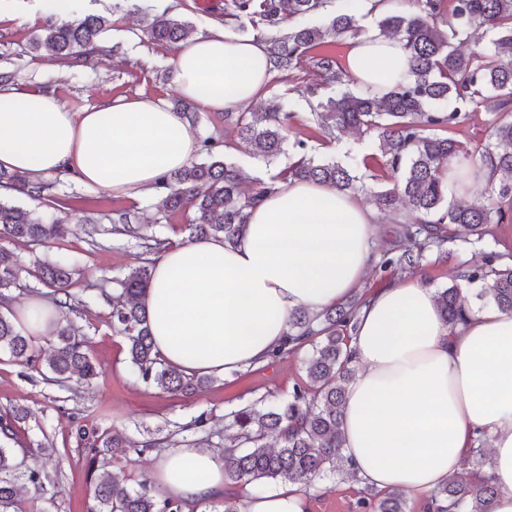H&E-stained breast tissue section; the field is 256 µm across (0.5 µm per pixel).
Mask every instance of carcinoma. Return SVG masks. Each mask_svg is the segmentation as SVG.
I'll return each instance as SVG.
<instances>
[{"label": "carcinoma", "mask_w": 512, "mask_h": 512, "mask_svg": "<svg viewBox=\"0 0 512 512\" xmlns=\"http://www.w3.org/2000/svg\"><path fill=\"white\" fill-rule=\"evenodd\" d=\"M394 0H224L225 16L247 18L260 31L273 68L290 71L301 67L314 49V67L321 85L351 81L338 57L328 46L338 40L354 41L367 34L362 20L377 16L378 33L395 36L409 56L408 71L390 91H344L310 105L319 129L328 135L357 130L378 141L386 157L390 187L373 193L383 212L406 210L408 219L396 232L407 242L404 250L385 258L380 268L399 266L412 273L424 266L426 249L448 253V244L468 243L487 235L490 224L512 222V0H412L413 10H389ZM110 21L86 15L73 22L50 24L30 41L35 52L45 49L70 66L88 60ZM494 32L489 45L478 51H460L455 43L470 30ZM142 36L151 43L178 44L193 32L191 23L167 11L146 15ZM481 105L489 112L493 143L479 156L453 137V130L469 118L465 107ZM295 113L290 100L272 94L261 112H226L224 120L237 129L239 144L271 165L283 153L285 131ZM204 159L192 161L161 178L167 191V214L180 213L187 238L222 239L235 244L247 224L250 209L279 182H317L338 193L365 190L361 178L337 161L317 162L308 145L299 140L288 166L270 181L248 184L247 177L225 151L223 142L201 141ZM475 162L488 171L482 186L486 202H448L444 175L453 165ZM0 187L35 201L44 199L50 185L26 173L0 169ZM109 220L123 225L125 235L164 245V240L143 236L140 218L114 210ZM68 227L38 209L0 201V242L43 246L59 239ZM35 278L55 295H69L75 270L66 257L37 259L29 267L10 249L0 245V297L19 286L23 276ZM152 278V267L143 262L115 281L118 295L112 299V330L124 337L130 373L147 386L163 392L188 394L209 382L207 377L185 374L167 364L155 350L148 316L142 302ZM460 280L481 283L478 297L498 310L512 314V264L489 252L484 263L466 268ZM440 315L449 325L464 322L471 312L468 298L458 284L438 291ZM364 303L360 296L349 302L313 313L294 309L288 318V334L272 357L281 358L312 346L305 363L306 380L296 384L286 400L262 399L224 416L232 433L224 436V479L244 482L256 494L288 481L309 491L324 478L356 479L341 448V427L346 391L354 372L347 345ZM58 343L45 364L53 381L86 383L98 375L86 341L71 322H58L52 330ZM0 353L22 366L34 367L40 358L31 337L21 332L13 318L0 312ZM0 423V512H22L17 498V470L9 442H18L15 422ZM275 439L278 447L269 445ZM486 440L472 449L465 465L468 476L452 477L431 494L426 512H491L498 494L484 454ZM160 447L154 441H136L114 430L92 440L94 454L123 457ZM91 512H183L184 503L163 496L147 478L129 488L114 477H101L94 487ZM361 512H407L398 491L379 495L364 490L358 501Z\"/></svg>", "instance_id": "1"}]
</instances>
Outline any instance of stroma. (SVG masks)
I'll return each mask as SVG.
<instances>
[{
	"label": "stroma",
	"instance_id": "obj_1",
	"mask_svg": "<svg viewBox=\"0 0 512 512\" xmlns=\"http://www.w3.org/2000/svg\"><path fill=\"white\" fill-rule=\"evenodd\" d=\"M47 7L46 0H0V71L13 72L14 84L24 89L53 92L72 112L120 96L155 95L169 105L178 100L179 94L170 84V60L175 48L142 39L145 8L172 10L190 21L198 34L224 20V0H213L206 9L199 0H84L83 14L106 16L113 26L87 63L68 68L48 53L29 50L31 37L57 21L56 16L48 14ZM314 82L312 64L306 61L290 76L273 74L266 88L267 93L286 95L293 103L294 117L276 167L287 165L294 143L302 139L317 160L347 163L358 173L369 175L374 189L385 188V159L367 136L354 132L330 140L319 135L307 104L306 89ZM49 181L55 197L49 210L65 218L71 232L45 247H19L18 253L27 263L61 254L75 262L78 275L70 290L67 316L87 338L98 375L88 384L61 385L52 381L45 365L26 368L0 355V421L9 420L16 410H25L26 418L18 425L21 440L15 454L22 470H33L43 477L39 490L20 482L23 512H90L94 484L77 428L100 434L118 429L133 436L148 430L154 437L179 444L190 439L189 425L204 414L213 431L212 451L218 455L224 447L225 413L267 394L288 399L305 377L310 351L305 348L213 378L191 395L164 393L138 382L128 369L124 338L112 332L111 292L113 278L126 274L147 252L139 241L114 233L107 215L115 209L136 212L158 207L163 195L157 192L140 200L115 197L63 173L51 175ZM402 221V214L396 212L377 213L376 241L363 291L400 278V271H381L379 262L391 249L394 231ZM491 251L512 262V223L491 225L482 240L458 244L455 256L448 260L428 252L422 273L429 284L442 289L451 285L458 266L481 265ZM90 294L97 298L91 305L85 302ZM162 457L157 450L124 458L102 454L98 466L133 487L141 476L153 475ZM361 492V486L352 481L317 482L305 496L307 512H357Z\"/></svg>",
	"mask_w": 512,
	"mask_h": 512
}]
</instances>
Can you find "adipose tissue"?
Wrapping results in <instances>:
<instances>
[{
	"instance_id": "adipose-tissue-1",
	"label": "adipose tissue",
	"mask_w": 512,
	"mask_h": 512,
	"mask_svg": "<svg viewBox=\"0 0 512 512\" xmlns=\"http://www.w3.org/2000/svg\"><path fill=\"white\" fill-rule=\"evenodd\" d=\"M401 43L371 34L346 56L360 86L383 93L407 68ZM172 83L211 112L257 100L270 78L264 44L217 26L182 42ZM198 139L161 100L118 97L81 112L54 94L0 85V167L68 173L116 197L138 199L185 166ZM375 216L330 187L292 181L252 208L237 244L177 242L153 264L144 302L161 357L189 375H222L268 362L298 307L343 302L368 271ZM60 319L34 297L17 325L42 336ZM355 376L343 409L342 451L363 486L425 500L460 473L477 438L488 441L499 489L492 512H512V315L489 306L449 328L422 278L371 291L349 340ZM171 497L199 501L224 490V462L191 446L168 453L153 475ZM246 512H304L299 486L251 497Z\"/></svg>"
}]
</instances>
